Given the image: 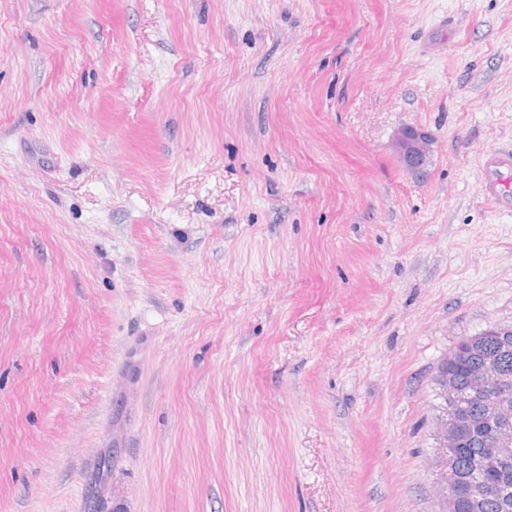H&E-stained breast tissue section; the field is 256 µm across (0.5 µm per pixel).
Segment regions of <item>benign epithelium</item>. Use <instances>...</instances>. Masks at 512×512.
Wrapping results in <instances>:
<instances>
[{"label":"benign epithelium","mask_w":512,"mask_h":512,"mask_svg":"<svg viewBox=\"0 0 512 512\" xmlns=\"http://www.w3.org/2000/svg\"><path fill=\"white\" fill-rule=\"evenodd\" d=\"M428 136L415 127L402 129L396 139L397 147L409 167L419 170L425 165ZM471 396L482 400V417L488 425L486 453L478 470L483 476L496 474L512 463V372L500 369H480L470 385ZM441 396L448 404V415L436 426L437 448L430 465L435 475L436 494L443 512H456V505L467 487L456 469L455 455L466 446L469 435V416L457 408L460 398L454 375L441 373ZM490 492L503 493L498 486L486 481L468 496L470 512H481L485 496Z\"/></svg>","instance_id":"7a95c632"}]
</instances>
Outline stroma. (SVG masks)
Returning a JSON list of instances; mask_svg holds the SVG:
<instances>
[{
	"label": "stroma",
	"instance_id": "35a3bbf8",
	"mask_svg": "<svg viewBox=\"0 0 512 512\" xmlns=\"http://www.w3.org/2000/svg\"><path fill=\"white\" fill-rule=\"evenodd\" d=\"M493 147L512 0H0V512H440ZM428 136L415 127L402 129L396 139L397 147L409 167L419 170L425 165Z\"/></svg>",
	"mask_w": 512,
	"mask_h": 512
}]
</instances>
